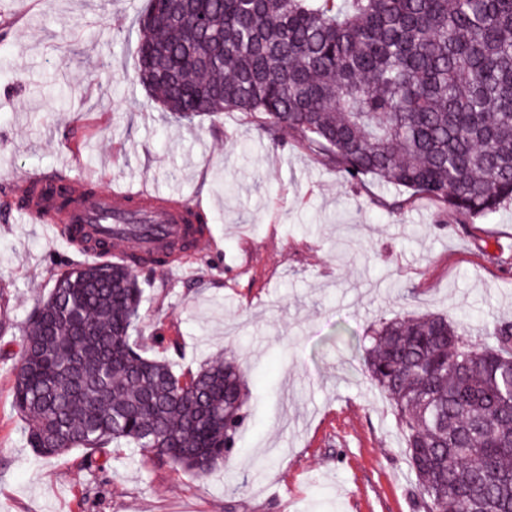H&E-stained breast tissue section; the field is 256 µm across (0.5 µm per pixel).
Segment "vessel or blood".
<instances>
[{"mask_svg": "<svg viewBox=\"0 0 512 512\" xmlns=\"http://www.w3.org/2000/svg\"><path fill=\"white\" fill-rule=\"evenodd\" d=\"M67 190L72 203L66 209L57 210L36 199L21 211L54 233L60 225H70L77 237L92 240L86 254L93 258L129 259L146 233L187 244L192 252L210 237L193 224L194 215L202 209L193 199H164L145 188H96L90 180L76 177L70 178Z\"/></svg>", "mask_w": 512, "mask_h": 512, "instance_id": "vessel-or-blood-1", "label": "vessel or blood"}]
</instances>
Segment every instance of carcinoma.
<instances>
[{"label":"carcinoma","instance_id":"1","mask_svg":"<svg viewBox=\"0 0 512 512\" xmlns=\"http://www.w3.org/2000/svg\"><path fill=\"white\" fill-rule=\"evenodd\" d=\"M199 8L211 26L186 19ZM136 79L192 122L226 110L298 139L349 183L371 176L464 219L512 204V0H145ZM173 244L135 253L162 265ZM144 300L120 261L69 264L26 323L13 405L38 455L105 469L134 446L197 475L226 461L247 394L234 360L175 374L142 349ZM381 321L364 362L405 436L418 512H512V322Z\"/></svg>","mask_w":512,"mask_h":512}]
</instances>
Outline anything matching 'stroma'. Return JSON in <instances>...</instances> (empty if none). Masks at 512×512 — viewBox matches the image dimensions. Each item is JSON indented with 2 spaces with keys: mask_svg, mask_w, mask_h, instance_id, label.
I'll list each match as a JSON object with an SVG mask.
<instances>
[{
  "mask_svg": "<svg viewBox=\"0 0 512 512\" xmlns=\"http://www.w3.org/2000/svg\"><path fill=\"white\" fill-rule=\"evenodd\" d=\"M144 0H0V182L68 170L198 200L210 239L165 273L137 269L140 334L176 371L245 362L228 463L198 477L133 447L91 476L79 450L25 442L0 359V512H417L391 403L362 355L371 326L448 314L484 334L512 319V207L465 220L373 178L352 185L258 119L187 123L134 81ZM402 202L400 213L390 205ZM65 242L0 209V344L17 347L68 262Z\"/></svg>",
  "mask_w": 512,
  "mask_h": 512,
  "instance_id": "1",
  "label": "stroma"
}]
</instances>
